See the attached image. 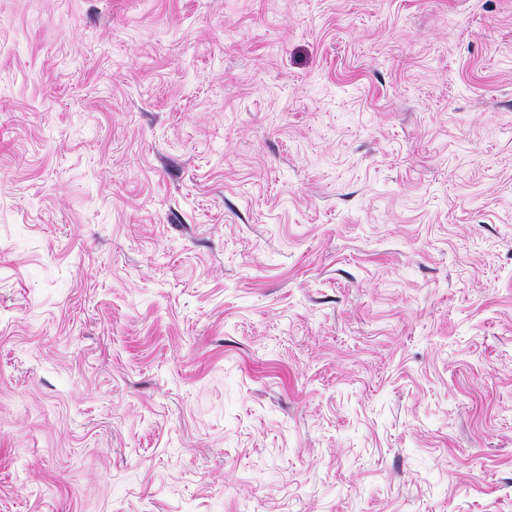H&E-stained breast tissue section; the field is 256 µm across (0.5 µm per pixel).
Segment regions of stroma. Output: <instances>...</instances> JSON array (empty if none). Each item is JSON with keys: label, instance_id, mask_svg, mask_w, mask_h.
I'll return each mask as SVG.
<instances>
[{"label": "stroma", "instance_id": "1", "mask_svg": "<svg viewBox=\"0 0 512 512\" xmlns=\"http://www.w3.org/2000/svg\"><path fill=\"white\" fill-rule=\"evenodd\" d=\"M0 512H512V0H0Z\"/></svg>", "mask_w": 512, "mask_h": 512}]
</instances>
